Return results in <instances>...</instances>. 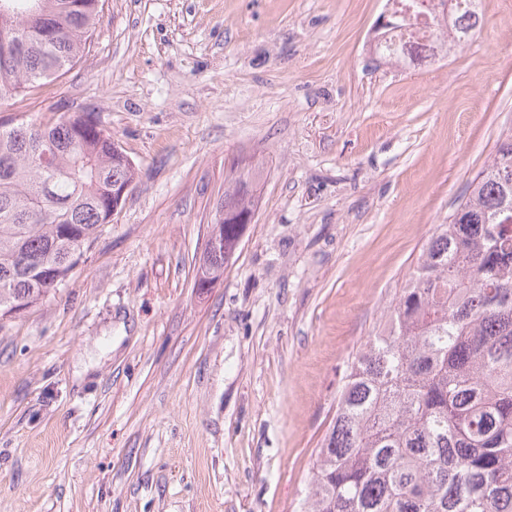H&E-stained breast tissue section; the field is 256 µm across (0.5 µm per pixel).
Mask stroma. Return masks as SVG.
<instances>
[{
	"label": "stroma",
	"instance_id": "1",
	"mask_svg": "<svg viewBox=\"0 0 512 512\" xmlns=\"http://www.w3.org/2000/svg\"><path fill=\"white\" fill-rule=\"evenodd\" d=\"M387 0H100L80 61L0 106L90 112L135 167L70 277L0 320V512H297L353 352L512 132V0L377 62ZM261 170L195 277L234 162ZM249 164H244L243 172H237L235 177L224 188V209L228 211V217L224 220V211H220L218 221H224V255L219 258H204L205 264L208 263L206 273L215 281L224 273V259L233 254L236 244L246 224H238V218L246 211H253V192L254 186L251 179V169ZM247 169V173L244 170Z\"/></svg>",
	"mask_w": 512,
	"mask_h": 512
}]
</instances>
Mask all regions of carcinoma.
<instances>
[{"instance_id": "obj_1", "label": "carcinoma", "mask_w": 512, "mask_h": 512, "mask_svg": "<svg viewBox=\"0 0 512 512\" xmlns=\"http://www.w3.org/2000/svg\"><path fill=\"white\" fill-rule=\"evenodd\" d=\"M477 0L448 12L453 40ZM98 0H0V98L73 65ZM91 112L0 121V319L42 301L134 180ZM250 174L224 188V273L253 211ZM299 512H512V134L447 224L436 227L382 328L347 362Z\"/></svg>"}]
</instances>
